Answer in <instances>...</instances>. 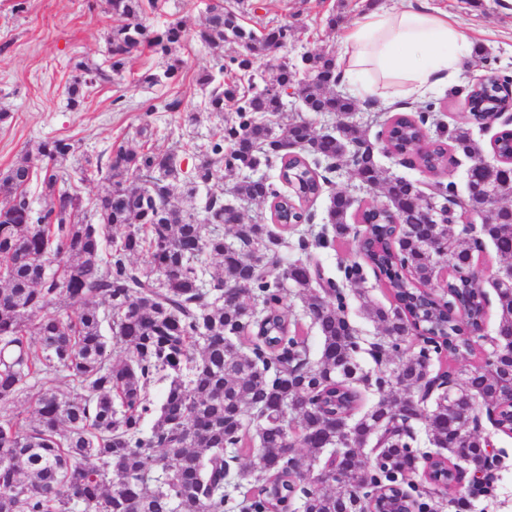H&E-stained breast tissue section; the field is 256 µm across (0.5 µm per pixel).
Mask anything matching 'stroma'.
Returning a JSON list of instances; mask_svg holds the SVG:
<instances>
[{
	"instance_id": "stroma-1",
	"label": "stroma",
	"mask_w": 512,
	"mask_h": 512,
	"mask_svg": "<svg viewBox=\"0 0 512 512\" xmlns=\"http://www.w3.org/2000/svg\"><path fill=\"white\" fill-rule=\"evenodd\" d=\"M0 0V109L10 119L0 124V171L7 169L22 153L34 150L49 137L72 139L77 151L65 167L72 178L86 159L109 154L113 147L133 143L135 130L150 123L155 131L153 147L178 155L183 169H190L205 151L213 133L221 126L220 116L205 112L196 77L212 69L207 49L186 39L178 54L183 61L179 83L147 90L137 83L148 69L161 68V56L134 54L126 64L122 83L90 88L80 110L67 105L66 85L72 66L80 60L103 62V36L112 24L106 0ZM261 10L246 12L247 25L288 22L298 28L295 40L282 53L297 59L310 50L337 51L338 42L351 23L367 10V0H260ZM460 21L473 41V53L457 77L432 94L446 126L462 124L461 90L469 81L489 71L512 77V0H428ZM336 26H328L329 16ZM181 99L176 112L152 111V104ZM347 192L356 204L384 203L381 191L362 188L352 173L324 186L311 203L312 230L325 222L331 197ZM497 448L506 460L497 471L493 497L474 498L468 512H512V437L492 432Z\"/></svg>"
}]
</instances>
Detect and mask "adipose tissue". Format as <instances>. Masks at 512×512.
<instances>
[{
    "label": "adipose tissue",
    "mask_w": 512,
    "mask_h": 512,
    "mask_svg": "<svg viewBox=\"0 0 512 512\" xmlns=\"http://www.w3.org/2000/svg\"><path fill=\"white\" fill-rule=\"evenodd\" d=\"M470 51L469 37L447 12L425 0H403L400 7L372 11L353 22L340 42L338 69L350 84L365 68L380 72L388 92L367 81L358 83V93L391 105L425 98L452 81Z\"/></svg>",
    "instance_id": "ef3b65f1"
}]
</instances>
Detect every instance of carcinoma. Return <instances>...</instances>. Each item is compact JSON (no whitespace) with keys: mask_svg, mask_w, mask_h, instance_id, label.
Listing matches in <instances>:
<instances>
[{"mask_svg":"<svg viewBox=\"0 0 512 512\" xmlns=\"http://www.w3.org/2000/svg\"><path fill=\"white\" fill-rule=\"evenodd\" d=\"M115 21L104 34L105 60L78 61L67 87L76 111L93 86L124 76L128 58L144 48L166 59L137 82L147 88L179 81L187 22L162 30L146 24L154 0H107ZM296 26L278 23L257 32L241 13L214 0L194 38L217 60L196 84L205 109L232 121L213 135L186 174L173 153L149 146L153 130L136 131V148L120 146L107 163L86 160L80 180L99 177L109 188L85 199L63 168L75 151L66 138L37 146L39 163L25 155L0 172V407L13 404L31 384L40 386L32 416L0 420V512H355L371 493L384 499L405 485L416 488L414 425H424L435 464L457 468L456 448H467L470 467L484 461L486 436L473 406L497 400L512 384V280L493 284L498 299V350L481 364L448 366L451 380L432 409L411 410L408 398L433 370L432 358L472 354L485 320V292L448 278V310L433 306L443 262L466 271L474 256L450 224L424 222L421 192L390 176L361 127L345 121L317 133L301 116L287 117L280 95L304 67V110L317 115L356 111L336 94V60L325 49L302 63L279 55ZM234 44L235 54L224 55ZM267 58L276 76L256 73ZM247 89H241L242 84ZM493 77L470 90L482 108L497 106ZM485 113L451 130H437L434 103L414 117L397 112L381 123L383 150L418 151L421 165L448 167L450 151L472 161L470 210L503 263L512 262V170L489 168L472 126ZM275 166L277 184L245 176L228 193L243 202L270 203L272 225L243 223L224 194L208 191L218 173ZM351 169L370 188L382 187L385 210L366 207L363 228L350 223L351 203L333 196L313 242L344 240L362 230L356 259L343 267L345 281H365L364 268L389 292L395 306L375 303L364 290L363 312L381 328L387 351L375 367L360 362V338L346 321V303L333 298L331 280L309 258L283 263L284 234L307 224L305 204L322 191L325 173ZM40 182L43 204L29 199ZM98 217L93 224L88 212ZM124 226L119 238L112 228ZM234 241H227L228 232ZM311 240L298 238L307 253ZM148 258L143 267L132 258ZM220 260L212 273L207 258ZM238 291L224 299V289ZM298 297L319 334L312 353L298 322L288 319L287 295ZM71 307L70 315L63 308ZM434 343L412 350V330ZM109 331L107 337L104 331ZM123 356L112 360V346ZM71 383L60 393L59 374ZM166 385L163 400L151 389ZM153 418L151 426L146 419ZM379 448L373 462L357 449ZM298 452L288 455L287 449ZM254 459L241 464L244 455ZM253 491L238 500L243 484Z\"/></svg>","mask_w":512,"mask_h":512,"instance_id":"1","label":"carcinoma"}]
</instances>
